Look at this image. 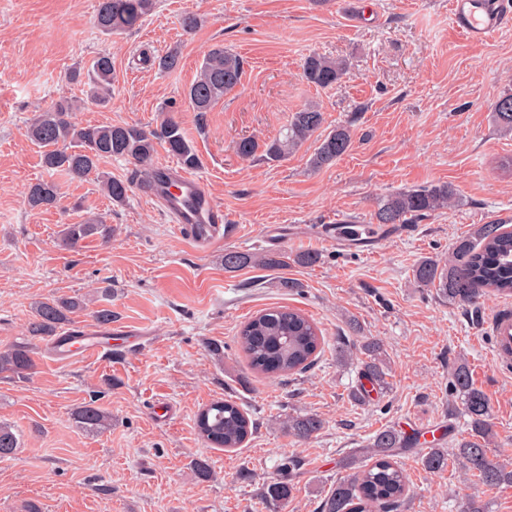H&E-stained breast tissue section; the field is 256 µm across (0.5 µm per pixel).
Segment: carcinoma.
Masks as SVG:
<instances>
[{
    "label": "carcinoma",
    "instance_id": "1",
    "mask_svg": "<svg viewBox=\"0 0 512 512\" xmlns=\"http://www.w3.org/2000/svg\"><path fill=\"white\" fill-rule=\"evenodd\" d=\"M153 8V0H99L96 25L105 34H123L139 28ZM158 69L171 73L180 68L181 54L174 48L157 59ZM343 59L310 54L303 62V77L317 88L339 83L347 74ZM243 61L232 50L216 48L203 59L197 79L187 96L197 112L210 111L242 81ZM87 95L95 101H106L112 95V58L95 57L88 68ZM75 110L66 100L41 112L29 125L28 138L41 149V160L49 172H63L74 180H82L97 170L103 159L120 158L133 164L145 176L153 175L156 145H165L168 153L186 169L193 170L200 158L187 140L181 123L165 116L155 128L138 125H77L71 120ZM493 119L499 129L512 132V93H505L494 103ZM324 115L311 105L292 114L286 133L272 141L259 143L253 137L237 142L239 157L250 159L261 153L271 162H281L305 142L312 139L316 147L310 167L321 169L336 162L352 146L346 126L323 130ZM130 182L109 177L102 189L113 202H124ZM456 197L447 184L396 191L381 197L375 218L381 225L406 224L432 214ZM59 198V186L52 179L29 186L26 201L31 209L53 207ZM111 226L100 216L82 224H69L61 234L65 249L94 236L110 237ZM282 257L274 254L224 252V270L236 272L250 266L279 267ZM416 280L437 288L449 303L465 307L477 306L489 293L512 295V230L501 223L480 224L468 236L456 241L448 265L434 260L421 261L414 270ZM83 308L82 300L62 297L35 303L28 321V336L50 341L70 314ZM236 343L248 365L268 377L297 374L310 368L324 350V339L318 326L302 311L286 305L266 308L249 318L240 328ZM367 360L362 377L373 385L386 384L387 367L380 356V344L371 341L363 346ZM35 362L31 344L13 345L0 351V374L24 377L33 372ZM449 390L461 398L469 431L457 441L454 456L466 473L487 486H512V466L492 454L496 433L491 421V407L485 393L474 386L471 372L464 363L449 371ZM207 431L199 432L205 442L222 448H239L252 435L247 412L232 399L217 400L204 408ZM73 418L79 428L100 434L112 428V414L94 401L77 407ZM323 422L313 415L288 417V434L307 440L317 434ZM419 438L404 436L388 428L372 437L362 449L367 463L352 475L336 482L323 497L319 512H395L408 494V480L400 457L414 450L421 455L423 467L430 473L448 468V449L420 448ZM20 442L11 426L0 424V459L13 457ZM292 486L285 478L268 482L264 498L280 508L288 505Z\"/></svg>",
    "mask_w": 512,
    "mask_h": 512
}]
</instances>
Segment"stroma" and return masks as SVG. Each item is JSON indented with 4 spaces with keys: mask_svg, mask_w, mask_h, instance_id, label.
I'll return each instance as SVG.
<instances>
[{
    "mask_svg": "<svg viewBox=\"0 0 512 512\" xmlns=\"http://www.w3.org/2000/svg\"><path fill=\"white\" fill-rule=\"evenodd\" d=\"M98 2L0 0V349L28 342L32 304L54 296L85 301L67 331L95 328L92 313L104 305L113 329L141 332L142 342L66 360L40 342L31 375H0V422L21 441L14 458L0 460V512L32 504L40 512H278L258 493L291 460L288 512H317L379 430L410 426L454 448L467 426L460 399L448 395V369L461 362L490 400L493 454L512 463V375L496 369L480 330L498 298L462 308L413 276L423 259L447 261L477 225L512 217V133L491 113L512 91V28L469 44L452 26L450 0H155L138 31L109 36L95 24ZM187 12L202 20L189 34L180 26ZM217 46L242 57V82L211 111H193L187 90ZM173 47L181 68L158 70ZM313 52L344 59L347 76L329 89L307 84L302 63ZM102 54L113 64L104 105L68 79ZM63 98L77 101L80 124L153 127L162 113L174 115L224 215L222 242L202 250L176 233L125 160H105L81 181L48 173L26 128ZM308 105L321 108L326 128L351 131L352 148L335 164L311 170V142L280 163L238 156L240 138L277 137ZM105 176L131 179L126 201H109ZM49 177L58 203L30 209L28 187ZM438 183L456 190L448 207L403 225L376 253L326 241L327 225L374 223L382 196ZM96 214L112 225L109 240L60 247L63 225ZM228 250L278 254L287 264L228 273ZM305 251L319 262L296 263ZM284 277L298 289L279 288ZM278 305L312 316L326 344L306 372L272 379L248 367L235 336L241 322ZM370 340L382 345L388 385L361 402L355 390ZM224 398L255 423L231 450L209 447L194 425L204 405ZM90 401L111 413L109 431L75 423L74 409ZM303 414L324 426L299 441L284 423ZM198 460L210 479L194 477ZM403 463L410 491L398 512H458L468 498L485 512H512V487L480 484L453 463L429 473L414 453Z\"/></svg>",
    "mask_w": 512,
    "mask_h": 512,
    "instance_id": "35a3bbf8",
    "label": "stroma"
}]
</instances>
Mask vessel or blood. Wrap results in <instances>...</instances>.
Listing matches in <instances>:
<instances>
[{"mask_svg": "<svg viewBox=\"0 0 512 512\" xmlns=\"http://www.w3.org/2000/svg\"><path fill=\"white\" fill-rule=\"evenodd\" d=\"M451 18L454 28L470 43L483 44L495 32L512 26V0H452ZM169 167H161L160 180L151 188L152 196L162 198L167 213L179 233L190 234L198 246L207 248L219 240L218 228L224 222L222 212L215 209L201 181L191 175L178 173L170 177ZM397 233L395 225L357 224L353 229L337 225L333 237L337 247L347 240L363 241L369 251ZM493 360L502 372L512 371V310L497 307L486 314L484 324ZM111 343L102 332H89L79 342H65L62 354L76 352L98 355L109 352Z\"/></svg>", "mask_w": 512, "mask_h": 512, "instance_id": "obj_1", "label": "vessel or blood"}]
</instances>
